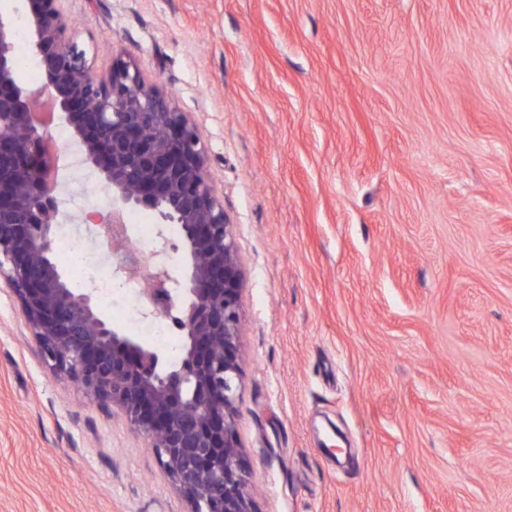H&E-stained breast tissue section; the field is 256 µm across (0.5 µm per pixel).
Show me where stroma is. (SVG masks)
Returning a JSON list of instances; mask_svg holds the SVG:
<instances>
[{
	"label": "stroma",
	"instance_id": "35a3bbf8",
	"mask_svg": "<svg viewBox=\"0 0 512 512\" xmlns=\"http://www.w3.org/2000/svg\"><path fill=\"white\" fill-rule=\"evenodd\" d=\"M59 7L206 144L259 512H512V0ZM187 509L0 287V512Z\"/></svg>",
	"mask_w": 512,
	"mask_h": 512
}]
</instances>
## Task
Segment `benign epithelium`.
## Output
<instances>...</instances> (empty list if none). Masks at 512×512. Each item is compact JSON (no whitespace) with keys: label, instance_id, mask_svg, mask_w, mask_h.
I'll return each mask as SVG.
<instances>
[{"label":"benign epithelium","instance_id":"benign-epithelium-1","mask_svg":"<svg viewBox=\"0 0 512 512\" xmlns=\"http://www.w3.org/2000/svg\"><path fill=\"white\" fill-rule=\"evenodd\" d=\"M58 2L29 0V51L44 70L38 88L17 79L13 29L0 11V280L53 372L121 407L185 493L188 512H257L237 432L243 272L233 225L208 178L205 145L187 113L132 61L118 57L109 76L98 77ZM43 94L54 115L73 124L83 163L112 189L99 230L111 234L130 209L181 226L144 289L148 313L171 317L184 341L176 366L112 326L94 291L72 288L54 261L63 211L48 125L35 116ZM172 254L183 261L180 275ZM115 256L126 276L133 263L150 262L121 239Z\"/></svg>","mask_w":512,"mask_h":512}]
</instances>
